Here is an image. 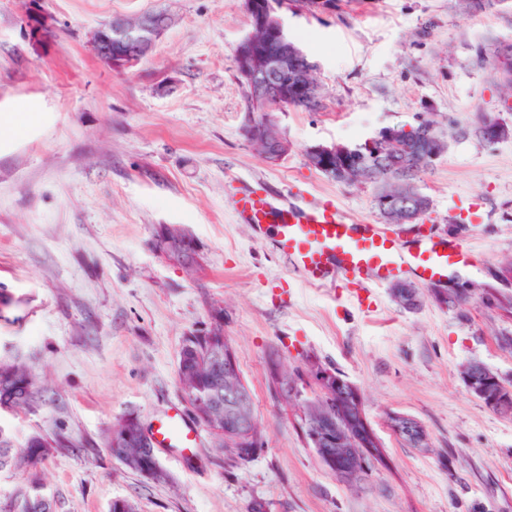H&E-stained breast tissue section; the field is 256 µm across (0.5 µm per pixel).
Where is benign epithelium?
Returning <instances> with one entry per match:
<instances>
[{
  "mask_svg": "<svg viewBox=\"0 0 512 512\" xmlns=\"http://www.w3.org/2000/svg\"><path fill=\"white\" fill-rule=\"evenodd\" d=\"M335 6V0H249L252 24L270 35L279 36L273 44L268 40L260 43L251 35L242 38L237 44L236 60L254 99L265 106L279 107L291 100L294 93L301 92L310 106L320 104V85L299 68L302 51L283 36V11L295 7L325 13L334 10ZM172 23V16L164 12H151L136 19H111L91 32L89 47L99 61L118 72H124L152 51L156 39ZM481 127L493 132L496 142L512 135L509 126L496 116L484 115ZM403 130L409 131L410 126L381 129L375 137L366 141L367 151H374L390 143L397 152H411L409 147L401 144ZM257 135L259 144L264 148V156L271 163L280 162L291 150L288 138L275 123L267 122L260 126ZM422 144V160L431 163L442 156L448 147L433 133L425 136ZM348 153L346 145L333 143L309 148L307 158L310 166L343 177L345 172L334 169L328 161L336 156L346 157ZM419 168L420 164L404 160L397 166L398 177L384 178L379 175L372 180L377 185L376 199L387 223L411 224L420 216L422 199L413 180ZM316 384L320 394L307 403L306 412L311 414V418L303 420V425L318 455L332 464L344 454L345 443L351 438L347 428L336 426L335 416L328 408L334 391L342 385V381L334 372L326 370L318 374ZM351 398V412L346 415L348 424L355 427L358 437L373 438L364 417L360 394L354 387L351 388ZM251 415V392L247 386L236 384L224 390V437L228 441H236L232 432L247 427L251 423ZM392 419L396 420L393 428L403 429L412 444L419 448L426 444L425 430L417 420L404 415H394ZM133 432L142 433L144 428L139 419L132 415L112 431V448L125 447Z\"/></svg>",
  "mask_w": 512,
  "mask_h": 512,
  "instance_id": "7a95c632",
  "label": "benign epithelium"
}]
</instances>
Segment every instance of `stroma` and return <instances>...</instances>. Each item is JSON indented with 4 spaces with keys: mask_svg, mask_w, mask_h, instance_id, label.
Instances as JSON below:
<instances>
[{
    "mask_svg": "<svg viewBox=\"0 0 512 512\" xmlns=\"http://www.w3.org/2000/svg\"><path fill=\"white\" fill-rule=\"evenodd\" d=\"M37 12L49 36L29 37ZM164 11L172 27L135 67L117 72L88 38L115 17ZM285 29L316 63L322 107L272 117L292 143L279 164L245 136V88L235 48L249 32L244 0H0V114L26 112L23 132L0 137V360L31 367L42 404L0 417L17 443L39 431L69 436L42 462L56 512H512V416L467 389L463 368L485 364L512 385V138L474 131L477 113L512 125V89L488 63L512 53V0H336L330 13L288 10ZM434 121L448 150L415 184L430 201L417 224H383L371 183H340L306 151L356 145L385 127ZM261 181L293 196L332 198L355 220L404 238L419 230L473 249L459 274L469 304L448 307L438 288L407 277L420 303L390 286L358 301L349 284L308 286L272 237L256 238L226 205ZM170 225L196 240L184 269L152 249ZM224 309L254 395L260 450L247 460L203 435L195 453H159L155 483L106 451L132 414L144 428L184 405L177 376L184 336ZM297 388L278 396L273 365ZM360 391L382 444L362 480L347 483L302 431L317 368ZM392 413L418 420L428 445L411 448Z\"/></svg>",
    "mask_w": 512,
    "mask_h": 512,
    "instance_id": "obj_1",
    "label": "stroma"
}]
</instances>
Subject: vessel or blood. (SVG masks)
Masks as SVG:
<instances>
[{"mask_svg":"<svg viewBox=\"0 0 512 512\" xmlns=\"http://www.w3.org/2000/svg\"><path fill=\"white\" fill-rule=\"evenodd\" d=\"M230 205L240 223L256 235H271L278 252L320 288L339 280L377 288L405 275L437 284L447 280L449 269L470 260L465 243L431 235L408 241L378 225L354 222L334 200L299 204L262 182L237 189ZM152 439L156 448L185 457L199 447L201 434L174 406L158 419Z\"/></svg>","mask_w":512,"mask_h":512,"instance_id":"vessel-or-blood-1","label":"vessel or blood"}]
</instances>
